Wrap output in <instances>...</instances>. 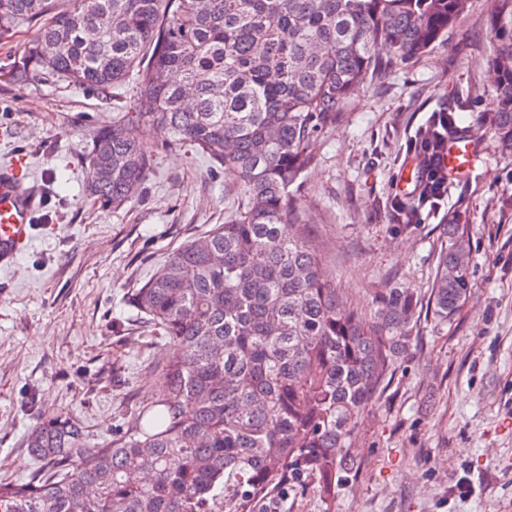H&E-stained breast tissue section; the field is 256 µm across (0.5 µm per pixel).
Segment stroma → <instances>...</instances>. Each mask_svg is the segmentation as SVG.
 Returning <instances> with one entry per match:
<instances>
[{"instance_id": "obj_1", "label": "stroma", "mask_w": 512, "mask_h": 512, "mask_svg": "<svg viewBox=\"0 0 512 512\" xmlns=\"http://www.w3.org/2000/svg\"><path fill=\"white\" fill-rule=\"evenodd\" d=\"M498 8L471 0L441 43L365 84L311 145L313 165L293 188L297 217L348 303L366 315L378 289L427 294L453 217L468 227L471 294L445 324L423 308L414 350L356 433L361 468L335 501L307 486L256 512H512V154L480 138L482 164L449 184L439 214L407 228L389 219L407 139L448 98L467 104L463 130L490 102ZM133 93L0 79V170L21 164L36 200L29 244L0 266V478L37 470L23 440L45 414L77 415L102 441L155 396L150 367L171 349L140 327L129 296L242 196L205 158L152 132L141 191L123 209L101 208L84 150Z\"/></svg>"}]
</instances>
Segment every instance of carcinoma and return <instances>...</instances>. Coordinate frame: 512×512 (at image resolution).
Masks as SVG:
<instances>
[{
  "label": "carcinoma",
  "instance_id": "obj_1",
  "mask_svg": "<svg viewBox=\"0 0 512 512\" xmlns=\"http://www.w3.org/2000/svg\"><path fill=\"white\" fill-rule=\"evenodd\" d=\"M0 0V37L41 22L0 76L106 90L136 80L130 112L94 132L87 186L123 208L156 128L240 183L235 212L184 243L133 307L179 355L155 366L158 399L101 445L68 414L25 437L39 461L0 480V512H253L289 487L322 500L360 468L337 449L411 354L422 298L377 291L367 321L337 293L290 188L311 139L394 64L434 47L468 0ZM490 18L491 106L478 131L512 153V0ZM430 300L445 323L471 293L468 225L442 228Z\"/></svg>",
  "mask_w": 512,
  "mask_h": 512
}]
</instances>
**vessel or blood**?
I'll return each instance as SVG.
<instances>
[{
	"mask_svg": "<svg viewBox=\"0 0 512 512\" xmlns=\"http://www.w3.org/2000/svg\"><path fill=\"white\" fill-rule=\"evenodd\" d=\"M481 158L473 136L457 131L449 135L444 160L452 180L467 177L476 170ZM34 199L24 185L19 168L0 173V263L8 262L24 245L31 233Z\"/></svg>",
	"mask_w": 512,
	"mask_h": 512,
	"instance_id": "1",
	"label": "vessel or blood"
}]
</instances>
